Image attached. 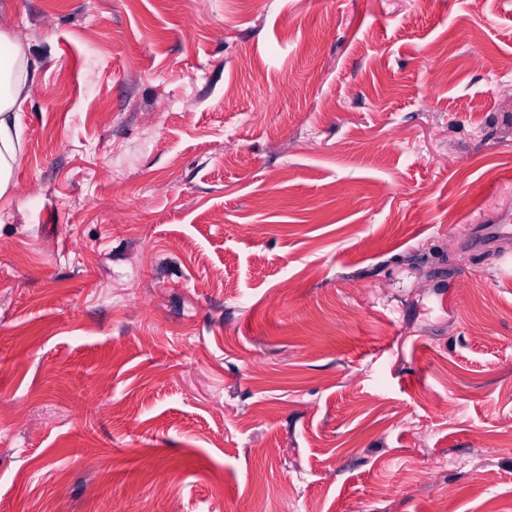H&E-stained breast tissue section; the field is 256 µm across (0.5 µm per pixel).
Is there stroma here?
<instances>
[{"instance_id":"stroma-1","label":"stroma","mask_w":512,"mask_h":512,"mask_svg":"<svg viewBox=\"0 0 512 512\" xmlns=\"http://www.w3.org/2000/svg\"><path fill=\"white\" fill-rule=\"evenodd\" d=\"M0 32L39 64L0 512H512V240L468 244L512 210V0H0Z\"/></svg>"}]
</instances>
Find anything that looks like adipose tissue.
I'll return each instance as SVG.
<instances>
[{
	"instance_id": "obj_1",
	"label": "adipose tissue",
	"mask_w": 512,
	"mask_h": 512,
	"mask_svg": "<svg viewBox=\"0 0 512 512\" xmlns=\"http://www.w3.org/2000/svg\"><path fill=\"white\" fill-rule=\"evenodd\" d=\"M38 74V64L21 44L0 33V196L12 187L18 163V113Z\"/></svg>"
}]
</instances>
